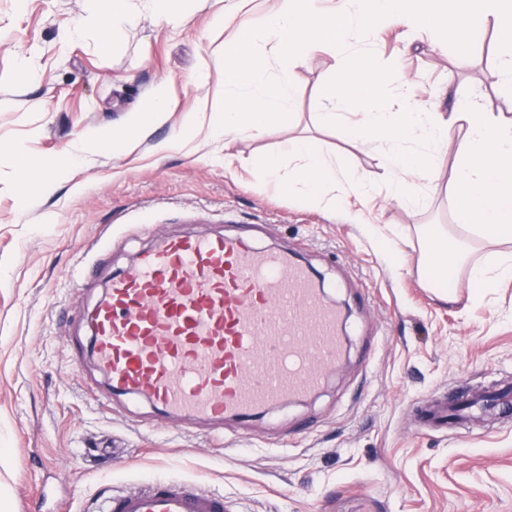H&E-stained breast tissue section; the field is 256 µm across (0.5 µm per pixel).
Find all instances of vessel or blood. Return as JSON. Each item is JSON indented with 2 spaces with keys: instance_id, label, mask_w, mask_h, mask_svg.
I'll return each instance as SVG.
<instances>
[{
  "instance_id": "obj_1",
  "label": "vessel or blood",
  "mask_w": 512,
  "mask_h": 512,
  "mask_svg": "<svg viewBox=\"0 0 512 512\" xmlns=\"http://www.w3.org/2000/svg\"><path fill=\"white\" fill-rule=\"evenodd\" d=\"M339 314L292 253L241 235L174 236L114 276L93 349L113 392L170 415L248 420L313 393L342 350ZM101 512H225L223 495L158 477Z\"/></svg>"
}]
</instances>
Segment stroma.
<instances>
[{"label":"stroma","instance_id":"stroma-1","mask_svg":"<svg viewBox=\"0 0 512 512\" xmlns=\"http://www.w3.org/2000/svg\"><path fill=\"white\" fill-rule=\"evenodd\" d=\"M267 8L251 0L221 30L215 0H185L177 27L140 10L103 52L85 23L88 0H0V512H93L102 495L152 477L221 493L227 512H512V419L470 429L420 423L431 404L512 382V283L473 298L460 269L442 298L419 275L424 224L472 242L473 263L512 251V241L478 239L453 221L457 131L419 181L418 208L390 201L371 144L350 146L316 121L336 68L326 50L297 71L288 124L228 148L201 137L191 148L152 150L185 111L216 104L225 39L241 22L264 27ZM495 39L483 32L466 68L425 43L405 47L395 28L371 50L398 65L421 100L446 87L512 117V101L496 91ZM161 82L171 87L167 122L118 156L91 146ZM300 136L372 183L364 224L264 178L265 160ZM16 148L40 172L24 198ZM368 223L398 233L399 267L366 236ZM226 228L250 246L294 251L314 270L347 317L346 353L317 391L245 424L169 417L113 394L90 351L91 316L112 276L163 236Z\"/></svg>","mask_w":512,"mask_h":512}]
</instances>
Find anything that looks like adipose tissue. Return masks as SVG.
<instances>
[{"label":"adipose tissue","instance_id":"adipose-tissue-1","mask_svg":"<svg viewBox=\"0 0 512 512\" xmlns=\"http://www.w3.org/2000/svg\"><path fill=\"white\" fill-rule=\"evenodd\" d=\"M393 25L428 35L440 49H453L462 66L472 60L477 32L493 28L496 89L512 98V0H339L321 15L312 0H277L265 31L244 28L225 41L224 91L217 108L188 110L174 140L155 144L154 153L188 146L203 133L229 144L286 122L295 106L297 69L310 53L331 48L336 69L318 119L341 126L343 136L355 144H377L376 159L387 175L391 200L409 209L418 205L413 178L438 166V145L455 129L460 137L447 187L455 222L483 238L511 236L512 118L484 111L473 98H451L445 113L415 102L405 92L404 71L380 63L366 49L377 32ZM261 35L273 41V59L253 51ZM169 97V84L157 85L124 127L113 131V142L147 137L153 126L166 121ZM265 172L288 195L327 209L335 208L337 200H361L372 191L371 183L353 173L340 155L304 140L286 143L268 158ZM448 237L438 225L424 232L420 275L429 287H440L442 275L462 260Z\"/></svg>","mask_w":512,"mask_h":512}]
</instances>
